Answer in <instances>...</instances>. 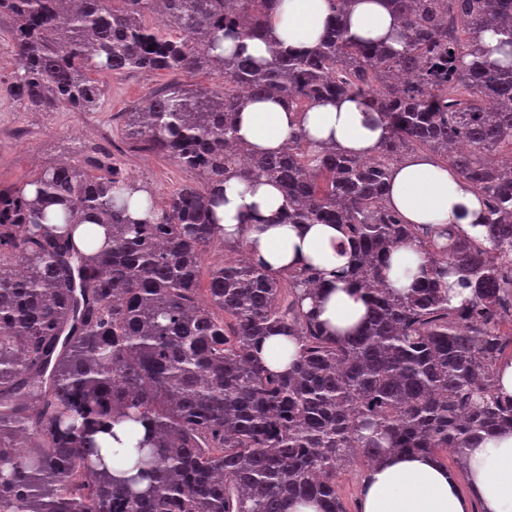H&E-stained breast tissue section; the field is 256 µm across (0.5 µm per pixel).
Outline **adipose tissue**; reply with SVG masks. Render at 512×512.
Instances as JSON below:
<instances>
[{"label":"adipose tissue","mask_w":512,"mask_h":512,"mask_svg":"<svg viewBox=\"0 0 512 512\" xmlns=\"http://www.w3.org/2000/svg\"><path fill=\"white\" fill-rule=\"evenodd\" d=\"M327 0H277L272 21L282 49L312 47L325 31ZM347 25L351 34L387 39L399 30L387 0H351ZM239 143L259 152L279 151L294 128H304L322 147L359 156L374 155L385 124L368 101L341 97L308 111L289 110L277 99L249 101L235 119ZM386 202L410 224L456 226L481 235L484 206L479 194L451 167L425 154L393 166ZM281 191L262 182L247 186L231 179L224 184V203L217 214L228 238L245 235L250 256L271 270L313 263L331 273L349 265L353 249L333 224L275 223L284 207ZM252 224H244V217ZM425 254L418 241L405 242L395 253L388 276L391 287L410 288L422 275ZM368 310L364 295L351 283L327 282L317 301L320 322L328 332H346ZM465 469L456 474L431 456L385 453L364 478L359 512H512V432L501 430L464 450Z\"/></svg>","instance_id":"obj_1"}]
</instances>
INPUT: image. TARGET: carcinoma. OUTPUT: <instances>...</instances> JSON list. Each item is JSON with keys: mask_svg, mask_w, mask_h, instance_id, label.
I'll return each instance as SVG.
<instances>
[{"mask_svg": "<svg viewBox=\"0 0 512 512\" xmlns=\"http://www.w3.org/2000/svg\"><path fill=\"white\" fill-rule=\"evenodd\" d=\"M274 2L0 0L18 62L6 93L25 110L97 111L93 70L224 77L170 84L128 113V144L196 175L161 205L98 158L0 188V512H346L336 476L358 459L451 449L460 462L472 438L512 430L497 392L512 347V0H389L398 49L352 36L350 0H328L314 47L224 53L228 37L268 39ZM342 96L382 115L376 155L316 148L301 129L276 153L236 143L250 98L303 113ZM417 147L485 200L483 238L385 204L391 166ZM232 177L275 183L282 223L341 227L355 248L342 274L369 304L354 330L333 336L305 309L316 265L273 272L226 239L216 208ZM92 216L109 229L99 249L74 240ZM411 239L427 263L402 292L386 278ZM215 242L224 259L207 266ZM451 271L471 289L457 305ZM269 336L296 340L285 372L255 355ZM122 421L143 435L97 440L122 443Z\"/></svg>", "mask_w": 512, "mask_h": 512, "instance_id": "obj_1", "label": "carcinoma"}]
</instances>
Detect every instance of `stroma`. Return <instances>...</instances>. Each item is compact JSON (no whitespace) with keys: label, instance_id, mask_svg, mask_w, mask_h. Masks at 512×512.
<instances>
[{"label":"stroma","instance_id":"1","mask_svg":"<svg viewBox=\"0 0 512 512\" xmlns=\"http://www.w3.org/2000/svg\"><path fill=\"white\" fill-rule=\"evenodd\" d=\"M94 79L104 91L101 107L95 112H30L0 92V186L30 179L46 162L73 160L93 151L109 153L125 172L149 187L160 202L190 181V173L172 160L124 144L123 118L171 81L217 87L223 84V76L208 71L180 75L135 72L122 76L101 71L95 73Z\"/></svg>","mask_w":512,"mask_h":512}]
</instances>
